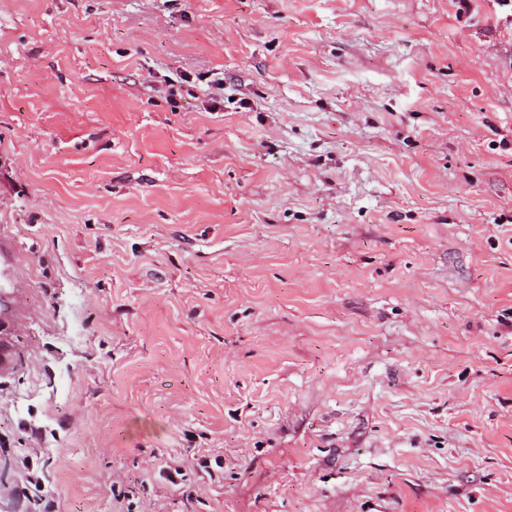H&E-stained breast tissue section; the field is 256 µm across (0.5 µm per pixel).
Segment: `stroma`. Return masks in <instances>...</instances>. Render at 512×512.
Here are the masks:
<instances>
[{
    "label": "stroma",
    "mask_w": 512,
    "mask_h": 512,
    "mask_svg": "<svg viewBox=\"0 0 512 512\" xmlns=\"http://www.w3.org/2000/svg\"><path fill=\"white\" fill-rule=\"evenodd\" d=\"M2 236L0 512H512L495 0H0Z\"/></svg>",
    "instance_id": "obj_1"
}]
</instances>
